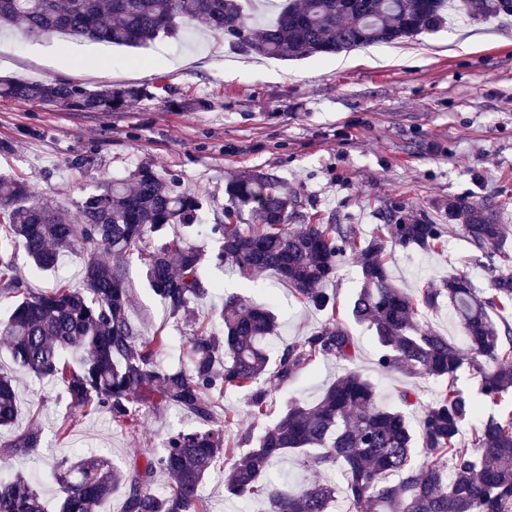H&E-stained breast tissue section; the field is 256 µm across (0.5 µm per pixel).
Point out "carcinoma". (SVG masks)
I'll return each mask as SVG.
<instances>
[{"label": "carcinoma", "instance_id": "1", "mask_svg": "<svg viewBox=\"0 0 512 512\" xmlns=\"http://www.w3.org/2000/svg\"><path fill=\"white\" fill-rule=\"evenodd\" d=\"M247 0H0V28L22 26L28 35L61 31L76 38L142 47L159 36H179L194 22L224 36L245 53L282 60L351 51L392 43L443 27L448 11L472 21L512 16V0H283L275 17L256 27ZM147 95L144 88L111 86L88 90L70 81L0 79V98L40 102L74 112L110 114ZM225 192L234 208L209 230L216 265L256 278L273 272L303 304L329 314L327 321L270 354L265 343L277 322L270 306L239 294L224 297L215 319L194 323L188 337L189 366L164 368L159 352L167 341L146 340L130 323L128 263L137 259L151 292L177 317L208 294L205 254L181 240H163L172 224H196L203 197L171 188L149 164L90 192L78 218L32 197L29 182L0 172V217L9 235L0 239V295L15 298L0 321V343L13 361L38 377L57 380L73 407L104 410L112 425L139 430V406L172 405L202 421L172 433L158 452L124 471L90 455L58 474L62 497L57 512H99L118 489L122 512H208L201 495L207 476L222 459L231 461L225 497L239 503L263 500L267 512H330L336 494L350 512H512V272L487 265L489 288L480 292L465 274L448 277L443 290L415 292L393 283L387 245L423 252L443 246L444 225L389 214L388 223L367 241L352 224L294 226L301 207L297 193L274 174L254 171L233 177ZM252 217L247 231L236 225L241 209ZM448 222L458 224L470 244L491 258L501 254L512 228L498 221L486 202L448 199ZM82 243L93 255L83 285L59 282L41 293L24 288L16 274L15 250L31 268H56L66 250ZM107 254V259L97 253ZM352 258L360 284L349 305L352 318L373 331L378 366L406 377L439 384L436 398L412 427L406 408L413 390L399 392L401 406L378 405L374 385L351 371L332 382L314 405L297 399L256 440L242 448L226 437L234 415L215 423L214 407L231 390L246 393L256 414L266 410L270 392L318 358L351 361L356 346L336 318V293L326 285L341 262ZM448 300L460 322L465 347L436 331L421 316ZM476 373L471 395L458 386L463 367ZM13 377L0 373V429L18 414ZM499 407L480 418L481 405ZM477 423L474 451L458 449L462 428ZM35 427L8 444L14 453L40 448ZM425 460L416 461L417 449ZM294 454L303 468L338 469L344 483L315 480L298 491L271 479L272 463ZM172 479L165 494L153 488L155 474ZM0 512H49L39 485L22 475L0 481Z\"/></svg>", "mask_w": 512, "mask_h": 512}]
</instances>
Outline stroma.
Wrapping results in <instances>:
<instances>
[{"label": "stroma", "mask_w": 512, "mask_h": 512, "mask_svg": "<svg viewBox=\"0 0 512 512\" xmlns=\"http://www.w3.org/2000/svg\"><path fill=\"white\" fill-rule=\"evenodd\" d=\"M0 76L27 81L76 80L87 88L136 85L149 97L112 114L71 112L37 102L0 99V171L26 178L44 202L77 213L95 186L151 164L179 190L210 202L206 223L224 221L228 176L266 171L299 193L302 213L327 224H352L370 238L396 207L447 225L442 249L394 251L389 272L396 285L415 290L442 287L448 276L467 273L474 286L488 280L473 250L440 204L451 197L494 205L498 220L512 225V17L451 26L395 44L301 60L268 59L231 49L210 32L182 33L144 47H115L58 34L29 36L15 28L0 34ZM87 159L84 173L71 163ZM87 254L64 257L52 272H33L24 251L15 263L35 291L65 279L80 285ZM210 294L192 303L191 316L172 317L147 288L139 261L126 270L131 290L128 318L143 338H170L158 362L186 363L185 338L194 318L207 316L224 296L241 293L273 299L278 327L274 346L304 336L325 316L304 307L276 275L258 279L224 267L205 270ZM359 286L358 268L344 261L331 283L339 317L356 338L354 363L317 360L297 378L272 391L270 412L254 417L244 394L226 393L221 405L235 415L229 437L257 438L273 425L290 399L318 400L337 376L355 369L371 381L387 407L397 393L415 389L409 408L418 422L433 401V379L382 371L372 331L355 324L348 309ZM20 389L13 431L0 433V477L38 481L56 503L60 487L53 467L95 452L124 468L157 449L168 433L199 426L193 415L167 406H144L141 429L116 430L103 412L73 409L63 389L18 369L0 344V373ZM71 420L66 439L56 431ZM38 425L43 444L29 454L7 452L13 433Z\"/></svg>", "instance_id": "obj_1"}]
</instances>
